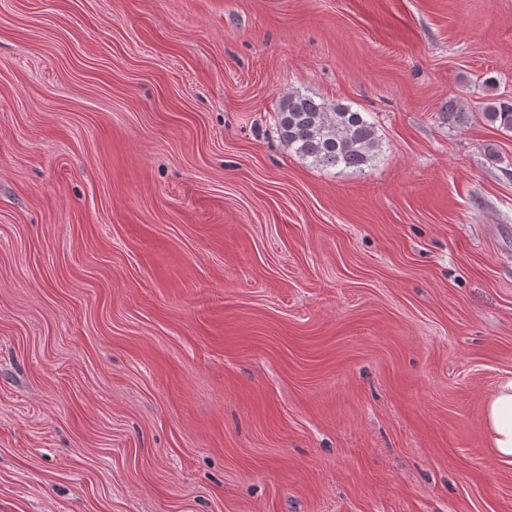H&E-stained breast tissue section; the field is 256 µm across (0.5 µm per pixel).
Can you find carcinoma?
Returning a JSON list of instances; mask_svg holds the SVG:
<instances>
[{
	"label": "carcinoma",
	"mask_w": 512,
	"mask_h": 512,
	"mask_svg": "<svg viewBox=\"0 0 512 512\" xmlns=\"http://www.w3.org/2000/svg\"><path fill=\"white\" fill-rule=\"evenodd\" d=\"M486 116L491 123L511 132L512 100L489 106ZM278 127L288 147L323 167L361 168L380 151L375 125L362 113L300 92H292L282 100Z\"/></svg>",
	"instance_id": "cac0c4a2"
}]
</instances>
